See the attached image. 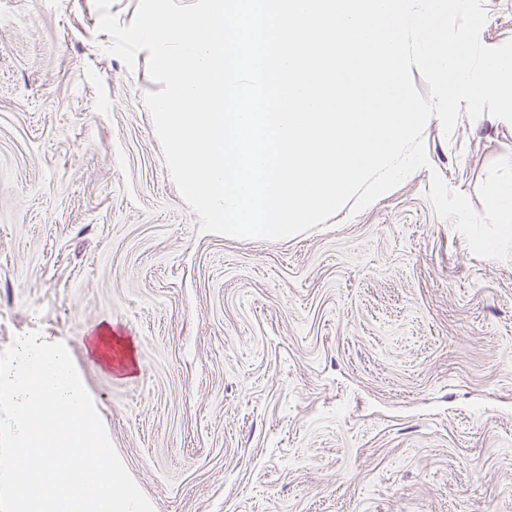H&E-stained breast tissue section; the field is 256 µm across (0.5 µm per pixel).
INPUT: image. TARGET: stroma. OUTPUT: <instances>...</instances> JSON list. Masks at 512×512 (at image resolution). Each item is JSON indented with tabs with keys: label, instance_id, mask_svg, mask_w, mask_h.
<instances>
[{
	"label": "stroma",
	"instance_id": "stroma-1",
	"mask_svg": "<svg viewBox=\"0 0 512 512\" xmlns=\"http://www.w3.org/2000/svg\"><path fill=\"white\" fill-rule=\"evenodd\" d=\"M488 46L512 0H485ZM94 0H0V350L63 337L154 512H512V258L427 198L482 209L512 124L430 120L429 164L281 239L199 228ZM134 364L87 351L102 323Z\"/></svg>",
	"mask_w": 512,
	"mask_h": 512
}]
</instances>
